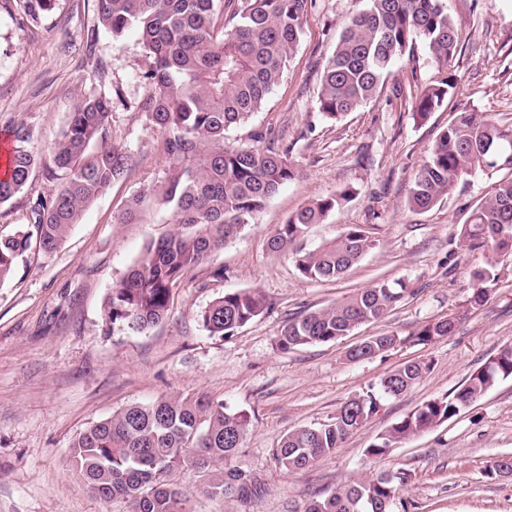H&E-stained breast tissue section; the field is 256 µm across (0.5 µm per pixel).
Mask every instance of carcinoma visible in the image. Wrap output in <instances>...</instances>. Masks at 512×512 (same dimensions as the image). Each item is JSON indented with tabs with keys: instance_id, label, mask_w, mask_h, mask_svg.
<instances>
[{
	"instance_id": "carcinoma-1",
	"label": "carcinoma",
	"mask_w": 512,
	"mask_h": 512,
	"mask_svg": "<svg viewBox=\"0 0 512 512\" xmlns=\"http://www.w3.org/2000/svg\"><path fill=\"white\" fill-rule=\"evenodd\" d=\"M100 23L117 40L128 30L138 33L150 68L152 92L143 111L149 127L165 139L169 169L152 194L170 209L173 230L149 244L126 274L116 281L103 316L114 331L143 333L161 323L172 302V289L186 269L206 262L253 222L280 188L295 179L290 145L276 136L254 132L256 146H228L227 134L250 122L280 82L302 35V20L315 0H94ZM361 8L347 19L334 53L320 79L317 108L330 120L372 99L389 80L398 60L427 48L439 70L458 53L459 34L448 15L447 0H359ZM448 73L421 89L412 103L413 116L424 122L454 93ZM112 98L90 97L72 112L52 148L62 188L37 201L34 223L0 235V283L32 251L55 250L83 211L131 167L128 151L106 140ZM14 147L0 179V203L26 185L36 156L27 148L30 133L20 123L10 128ZM508 169L491 194L472 205L459 232L470 251H491L474 272L468 305L477 308L496 280V257L512 254V127L478 112H460L441 134L427 160L414 174L408 204L434 207L458 182L484 168ZM345 188L313 200L289 216L267 241L273 254L291 253L298 272L309 279L333 280L360 262L375 241L359 225L304 252L297 242L312 224L353 200ZM146 197L127 204L123 222H137ZM408 294L401 281L380 282L322 309L288 319L276 336L282 353L301 346L336 341L357 326L383 318ZM270 303L256 290L226 292L198 315L210 336H231L266 313ZM461 317L422 325L409 337L428 345L453 334ZM396 336H370L346 353L352 362L368 360L393 348ZM492 366L471 373L453 395L425 401L369 444L366 456L389 454L404 440L425 433L480 400L496 383L512 378V346L490 359ZM431 371L427 361L407 362L375 386L347 399L335 418L318 427L284 435L274 450L287 472L312 465L361 429L382 402L399 397ZM251 413L232 409L206 396L160 397L132 403L87 427L72 443L74 473L96 498L122 499L129 512H190L189 493L168 483L178 468H193L214 498L247 502L262 492L259 480L232 461L244 446ZM488 478L512 475V456L489 462ZM406 472H382L351 480L311 497L303 512H411L399 495Z\"/></svg>"
}]
</instances>
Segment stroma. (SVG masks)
Returning <instances> with one entry per match:
<instances>
[{"instance_id": "1", "label": "stroma", "mask_w": 512, "mask_h": 512, "mask_svg": "<svg viewBox=\"0 0 512 512\" xmlns=\"http://www.w3.org/2000/svg\"><path fill=\"white\" fill-rule=\"evenodd\" d=\"M447 4L460 52L448 67L457 88L442 107L427 121L413 117L417 86L439 77L419 44L376 97L331 121L316 107L320 73L359 2L316 0L282 80L249 128L233 130L228 139L237 146L248 129L271 130L293 145L299 176L246 231L185 271L163 322L135 334L105 324L104 300L145 247L172 228L169 210L152 203L139 223L120 221L128 201L160 185L168 170L164 138L142 110L151 88L139 36L130 30L113 39L93 0H57L36 17L25 0H0V165L8 153L5 133L18 122L28 126V147L38 157L24 190L0 203V233L30 224L36 200L60 189L50 151L84 99L111 97L107 138L133 159L55 251L30 253L0 283V512H126L124 503L103 504L76 478L71 442L128 404L200 394L251 412L252 427L234 463L253 473L265 493L247 503L215 500L198 472L174 471L170 479L191 494L194 512H302L312 495L380 471L409 473L402 495L417 512H512V476H484L488 462L512 455V379L387 456L365 455L393 423L448 395L512 345V256L498 258L488 301L468 311L454 335L427 345L408 340L423 324L463 309L484 256L459 246L460 226L468 206L501 177L496 170L478 172L441 205L418 211L407 204L413 175L456 113L512 120V0ZM348 186L356 191L353 200L311 225L301 246L315 250L358 224L376 240L358 264L338 279L316 281L298 273L291 255L268 252V238L292 213ZM219 267L224 276L217 280L212 272ZM381 281L404 282L409 293L380 321L333 342L285 354L277 349L288 318ZM247 289L264 294L272 311L234 335H208L199 312L223 293ZM382 333L402 337V345L370 360L347 359L352 345ZM411 360L430 362V372L383 401L334 453L293 474L275 463L283 435L328 421L349 397Z\"/></svg>"}]
</instances>
